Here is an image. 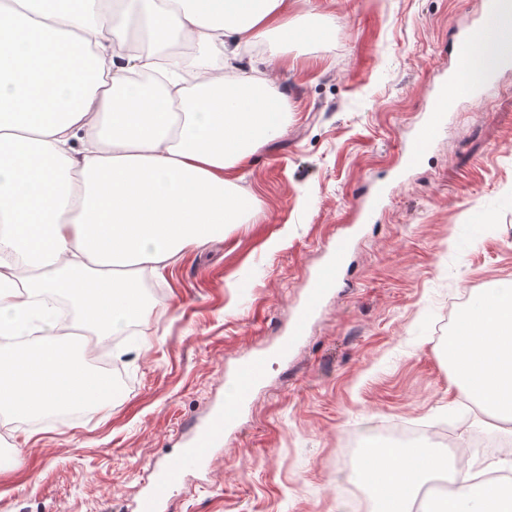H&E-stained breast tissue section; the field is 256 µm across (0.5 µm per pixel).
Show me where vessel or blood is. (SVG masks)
Wrapping results in <instances>:
<instances>
[{"instance_id":"b4317fda","label":"vessel or blood","mask_w":512,"mask_h":512,"mask_svg":"<svg viewBox=\"0 0 512 512\" xmlns=\"http://www.w3.org/2000/svg\"><path fill=\"white\" fill-rule=\"evenodd\" d=\"M464 46L459 53L455 67L448 77V91H437L430 99L431 120L421 131L405 156L408 165H415L419 158L431 148L439 124L443 123L448 110V97H474L480 94L479 86L471 82L474 70H481L486 82H493L498 73L512 67V55L507 53H488L483 44L487 41L503 45L512 43V14L504 8V0H485L484 7L476 17L469 34L463 35ZM331 279L319 277L310 288L307 300L298 311L293 336H300L306 329L311 314L319 304L325 289ZM267 375L266 363L262 358L254 357L243 363L235 377L237 382V406L235 409H217L205 424L200 426L186 451L179 458L164 464L156 474L151 490L144 494L137 506V512H158L159 503L165 499L168 492L177 485L185 466L198 463L209 455L214 445L224 437L226 429L237 420L238 405L244 404L251 398L254 390Z\"/></svg>"}]
</instances>
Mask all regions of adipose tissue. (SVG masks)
<instances>
[{"label": "adipose tissue", "mask_w": 512, "mask_h": 512, "mask_svg": "<svg viewBox=\"0 0 512 512\" xmlns=\"http://www.w3.org/2000/svg\"><path fill=\"white\" fill-rule=\"evenodd\" d=\"M0 334L38 335L37 347H0V415L56 421L61 410L101 405L109 376L91 372L63 341L43 301L72 299L75 329L103 342L147 322L140 273L222 237L247 205L231 171L288 121L266 82L213 60L256 43L270 56L324 41L333 20H289L284 0H0ZM184 38L174 88L156 96L129 80L155 69L159 46ZM465 392L512 423V282L482 295L448 338ZM462 459L433 448L369 451L350 475L369 512H411L413 492L439 474L449 498L424 512H512L510 477L476 481Z\"/></svg>", "instance_id": "adipose-tissue-1"}]
</instances>
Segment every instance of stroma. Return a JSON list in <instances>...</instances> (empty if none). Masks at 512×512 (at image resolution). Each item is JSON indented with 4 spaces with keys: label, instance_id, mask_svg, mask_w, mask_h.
Returning <instances> with one entry per match:
<instances>
[{
    "label": "stroma",
    "instance_id": "obj_1",
    "mask_svg": "<svg viewBox=\"0 0 512 512\" xmlns=\"http://www.w3.org/2000/svg\"><path fill=\"white\" fill-rule=\"evenodd\" d=\"M482 0H288V16L336 23L327 43L289 46L262 71L288 103V128L241 172L247 223L148 274L147 323L90 347L127 376L104 407L58 425L13 418L20 468L0 472V512H132L154 467L223 402L238 366L270 374L209 464L185 469L161 512H353L349 437L395 419L447 431L454 445L509 443L505 423L463 391L441 350L449 319L512 280V70L457 101L411 169L431 88ZM344 242L333 289L288 355L314 275Z\"/></svg>",
    "mask_w": 512,
    "mask_h": 512
}]
</instances>
